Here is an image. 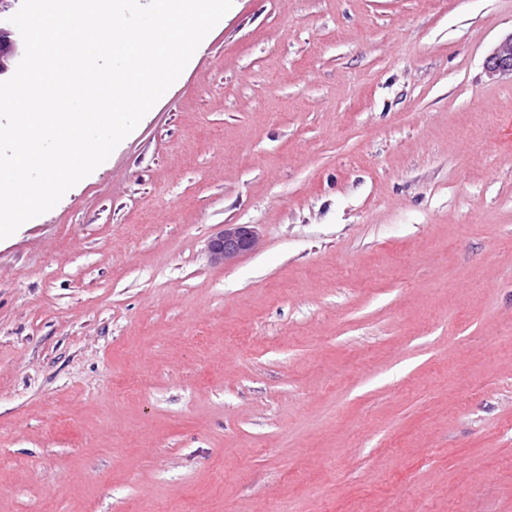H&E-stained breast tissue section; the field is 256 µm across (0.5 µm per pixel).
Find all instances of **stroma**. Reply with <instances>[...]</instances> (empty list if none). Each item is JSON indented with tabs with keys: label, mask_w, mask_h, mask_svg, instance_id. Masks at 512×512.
<instances>
[{
	"label": "stroma",
	"mask_w": 512,
	"mask_h": 512,
	"mask_svg": "<svg viewBox=\"0 0 512 512\" xmlns=\"http://www.w3.org/2000/svg\"><path fill=\"white\" fill-rule=\"evenodd\" d=\"M511 33L234 0L0 241V512H512ZM484 66L489 74L512 76V33L501 39L486 57ZM257 244V233L249 224H228L208 242L211 261L231 264L242 255L252 252Z\"/></svg>",
	"instance_id": "stroma-1"
}]
</instances>
